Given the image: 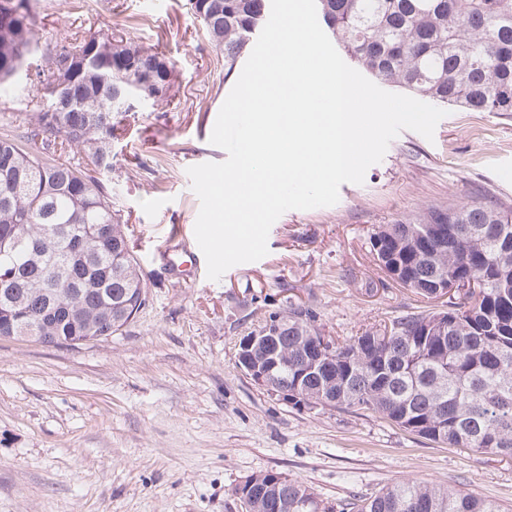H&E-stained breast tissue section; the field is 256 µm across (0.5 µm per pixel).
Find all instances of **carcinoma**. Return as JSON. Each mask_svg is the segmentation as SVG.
<instances>
[{
	"label": "carcinoma",
	"instance_id": "obj_1",
	"mask_svg": "<svg viewBox=\"0 0 512 512\" xmlns=\"http://www.w3.org/2000/svg\"><path fill=\"white\" fill-rule=\"evenodd\" d=\"M320 25L347 58L378 82L419 100L473 112L512 114V0H316ZM31 0H0V98L25 71L47 103L23 134L0 137V279L21 306L0 310V337L106 339L146 302L140 263L112 209V137L129 112L172 101L175 64L126 34L93 32L40 49ZM271 0H188V11L229 78L268 20ZM40 143L41 150L30 147ZM81 154L73 165L59 149ZM448 224L435 263L415 257L430 223ZM409 251L403 287L438 272L474 286L448 300V333L427 334L436 312L396 317L342 342L325 369L307 371L300 345L321 342L317 314L292 305L270 316L288 336L294 406L370 411L399 429L453 448L512 457V207L461 203L380 224L371 242ZM463 311L459 317L453 308ZM288 512H332L304 483L273 471ZM356 512H500L461 490L397 483Z\"/></svg>",
	"mask_w": 512,
	"mask_h": 512
}]
</instances>
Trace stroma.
<instances>
[{
	"mask_svg": "<svg viewBox=\"0 0 512 512\" xmlns=\"http://www.w3.org/2000/svg\"><path fill=\"white\" fill-rule=\"evenodd\" d=\"M184 3L32 0L39 42L122 31L158 44L176 78L168 110L130 116L116 144L112 205L143 270V310L82 345L0 339V512H245L234 489L264 471L337 508L412 480L512 512V457L436 444L367 412L294 408L237 363L240 339L292 303L342 340L440 310L380 270L370 235L433 206H512V115L453 108L433 139L402 131L336 205L285 212L264 258L210 280L167 254L194 235L188 167L227 157L210 136L233 83Z\"/></svg>",
	"mask_w": 512,
	"mask_h": 512,
	"instance_id": "obj_1",
	"label": "stroma"
}]
</instances>
